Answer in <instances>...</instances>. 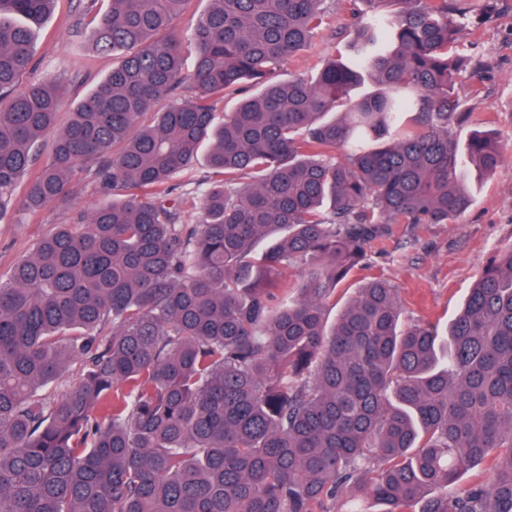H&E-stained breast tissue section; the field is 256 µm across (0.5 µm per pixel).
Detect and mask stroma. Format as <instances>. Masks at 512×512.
<instances>
[{
  "label": "stroma",
  "mask_w": 512,
  "mask_h": 512,
  "mask_svg": "<svg viewBox=\"0 0 512 512\" xmlns=\"http://www.w3.org/2000/svg\"><path fill=\"white\" fill-rule=\"evenodd\" d=\"M84 0H58L54 12L34 25V68L26 81L60 79L65 101L58 126H65L76 103L112 69L111 56L88 58L87 45L74 29ZM331 31L317 40L322 59L346 54L354 29L351 0H333ZM460 32L463 52L480 62L478 73L462 72L457 91L463 109L474 113L503 146V160L488 177L469 173L470 207L445 224H393L374 242L366 264L355 268L333 295L329 314L364 281L377 277L397 288L402 319L446 325L498 251L512 245V0H466ZM65 207L39 218L0 223V273L30 254L57 225L69 223Z\"/></svg>",
  "instance_id": "stroma-1"
}]
</instances>
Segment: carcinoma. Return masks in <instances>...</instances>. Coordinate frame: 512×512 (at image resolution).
<instances>
[{
  "mask_svg": "<svg viewBox=\"0 0 512 512\" xmlns=\"http://www.w3.org/2000/svg\"><path fill=\"white\" fill-rule=\"evenodd\" d=\"M358 1L349 57L281 79L327 0H207L184 30L192 0H87L112 70L56 131L61 82L18 88L55 0H0V221L109 196L0 274V512H512V245L445 333L379 279L328 323L387 225L448 223L503 158L448 136L477 121L457 0ZM207 169L204 165L203 160H200V163L194 167L193 170L184 173L180 177H178L177 181H175V185H177V189L173 191L171 194V198L181 200L182 198L189 196L191 197H200V193L204 189V186L198 187V181L201 180L205 175H208ZM191 194L186 195L187 192H191Z\"/></svg>",
  "mask_w": 512,
  "mask_h": 512,
  "instance_id": "cac0c4a2",
  "label": "carcinoma"
}]
</instances>
